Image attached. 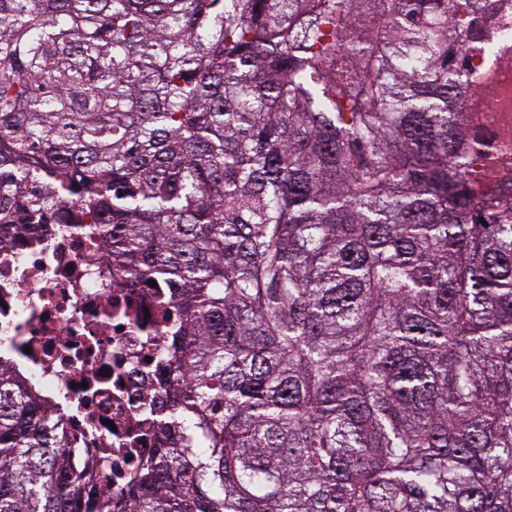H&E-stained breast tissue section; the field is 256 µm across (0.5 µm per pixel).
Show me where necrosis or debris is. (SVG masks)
<instances>
[{"label":"necrosis or debris","mask_w":512,"mask_h":512,"mask_svg":"<svg viewBox=\"0 0 512 512\" xmlns=\"http://www.w3.org/2000/svg\"><path fill=\"white\" fill-rule=\"evenodd\" d=\"M490 142L512 140V71L487 97ZM178 320L170 292L113 276L90 224L26 226L0 247V363L52 408L74 472L96 466L123 492L157 445V349Z\"/></svg>","instance_id":"1"}]
</instances>
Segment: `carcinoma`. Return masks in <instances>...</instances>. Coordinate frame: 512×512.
<instances>
[{"label":"carcinoma","mask_w":512,"mask_h":512,"mask_svg":"<svg viewBox=\"0 0 512 512\" xmlns=\"http://www.w3.org/2000/svg\"><path fill=\"white\" fill-rule=\"evenodd\" d=\"M512 0H0V211L170 290L119 496L0 365V512H512ZM480 117L491 132L487 142L512 140V71L500 77L498 92L486 98V112H481Z\"/></svg>","instance_id":"cac0c4a2"}]
</instances>
